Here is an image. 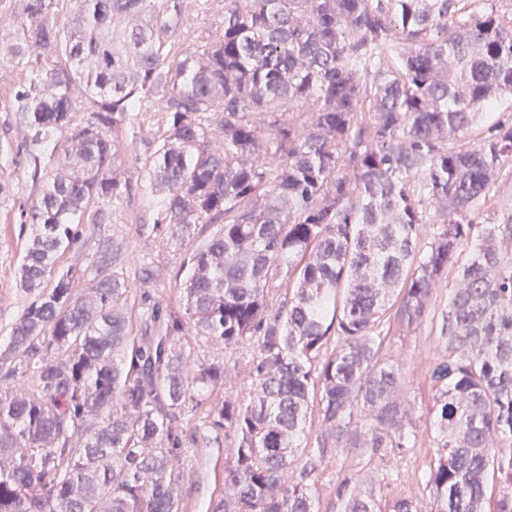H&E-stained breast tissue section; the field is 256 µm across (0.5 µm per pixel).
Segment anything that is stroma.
Returning a JSON list of instances; mask_svg holds the SVG:
<instances>
[{
  "instance_id": "35a3bbf8",
  "label": "stroma",
  "mask_w": 512,
  "mask_h": 512,
  "mask_svg": "<svg viewBox=\"0 0 512 512\" xmlns=\"http://www.w3.org/2000/svg\"><path fill=\"white\" fill-rule=\"evenodd\" d=\"M20 21V0H0V23L10 26L9 45H0V170L12 175L8 194H0V342L9 336L12 324L29 302L17 281L26 240L20 231L18 207L36 199L39 193L31 178L29 164L24 154L18 151L26 129L21 116L11 110L15 78L31 79L37 75L35 64L18 49L22 36ZM165 130L160 113L146 112L140 116L134 132L113 133L114 149L122 162L119 175L122 200L114 205L110 223L84 225L83 235L75 247L60 256L59 268L76 270L75 289L89 288L97 241L109 236L120 242L127 253L120 274L132 297H139L141 290L146 289L172 309H179L177 286L185 276L182 259L150 233L148 225L152 223L154 213L138 191L147 174L148 158ZM447 304L448 292L440 290L431 300L427 323L407 334L391 331L385 342L391 352L401 355L404 360L407 397L415 415L423 418L428 416L433 405L428 371L437 356V327ZM233 453L234 445L227 438L214 448H196L187 443L179 450L186 479L195 486L187 501L188 512H205L207 501L222 492L224 467ZM436 458L435 448L427 444L400 458L389 455L385 460L371 462L360 460L352 453L327 452L317 477L320 510L333 512L336 484L351 471L374 476L386 493H403L428 501L429 492L421 476Z\"/></svg>"
}]
</instances>
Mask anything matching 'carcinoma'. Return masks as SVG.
Instances as JSON below:
<instances>
[{"label":"carcinoma","instance_id":"carcinoma-1","mask_svg":"<svg viewBox=\"0 0 512 512\" xmlns=\"http://www.w3.org/2000/svg\"><path fill=\"white\" fill-rule=\"evenodd\" d=\"M21 5L38 75L12 106L39 195L19 206L30 302L0 345V512H187L173 459L188 427L198 448L218 430L234 443L207 512H320L327 449L421 444L385 341L426 322L463 251L429 374L430 506L396 496L389 512H512V200L492 193L512 121L472 135L512 93V0H224L188 45L186 0ZM154 107L166 132L140 190L188 274L180 310L145 290L138 312L116 241L81 293L57 263L119 200L112 132ZM199 224L216 229L188 250ZM187 329L252 349L246 392L223 358L191 355ZM383 497L350 472L336 512Z\"/></svg>","mask_w":512,"mask_h":512}]
</instances>
